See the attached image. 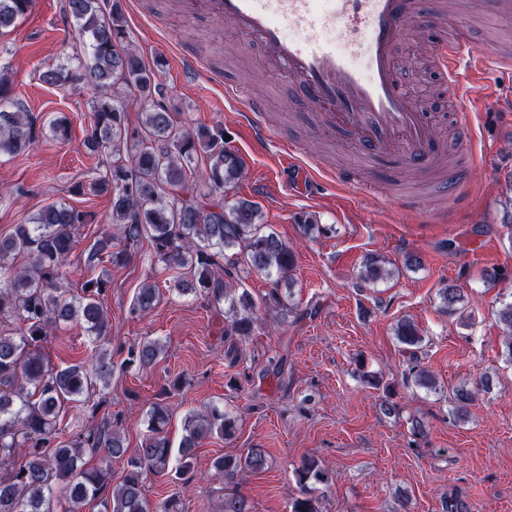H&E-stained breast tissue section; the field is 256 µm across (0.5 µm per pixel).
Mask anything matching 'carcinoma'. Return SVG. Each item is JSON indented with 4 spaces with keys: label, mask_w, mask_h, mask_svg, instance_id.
<instances>
[{
    "label": "carcinoma",
    "mask_w": 512,
    "mask_h": 512,
    "mask_svg": "<svg viewBox=\"0 0 512 512\" xmlns=\"http://www.w3.org/2000/svg\"><path fill=\"white\" fill-rule=\"evenodd\" d=\"M110 7L104 12V7ZM33 7V0H0V32L13 30ZM76 42L69 60L74 67L49 66L40 80L53 87L90 84L95 91L91 125L83 144L98 157L99 173L91 190L110 201V227L101 233L86 263L105 253L114 266H125L148 242L151 257L173 273L170 290L202 295L224 307V334L247 342L260 321L252 294L239 290L238 265L286 285L292 284L296 253L264 224L257 203L227 193L246 176L242 157L224 141V130L204 124L181 126L156 83L161 62L151 66L127 42L120 0H66ZM36 142L31 114L14 101L8 67H0V155L17 156ZM92 223V215L67 203L43 206L28 224H15L0 237V512H83L99 499L104 512H184L174 498L151 503L148 476L184 475L194 468L196 450L213 435L231 436L236 421L215 406L188 412L178 447L167 434L169 410L161 402L147 411V430L131 450L112 417L75 426L65 439L60 413L73 402H87L89 391L111 383L115 370L107 348L105 297L111 288L106 272L93 273L75 293L64 267L74 252L75 235ZM232 251L227 255L226 251ZM388 259L367 254L360 276L377 282L393 275ZM156 283L138 289L132 310L145 315L160 301ZM442 305L454 311L462 304L460 289L440 292ZM507 362L512 364V302L499 311ZM79 323L92 342L90 358L81 364L51 365L46 345L53 331ZM396 337L409 355L407 379L419 389L437 391V382L418 365L424 341L410 321L396 326ZM158 340L128 348L122 366L154 368L164 355ZM477 392L461 386L454 392V412L461 417ZM120 460L125 474L111 485L110 467L88 466V460ZM266 465L261 449L238 459L213 461L219 475L232 480ZM299 495L290 512H319L313 486L329 482L315 460L295 472Z\"/></svg>",
    "instance_id": "cac0c4a2"
}]
</instances>
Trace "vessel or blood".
<instances>
[{"mask_svg":"<svg viewBox=\"0 0 512 512\" xmlns=\"http://www.w3.org/2000/svg\"><path fill=\"white\" fill-rule=\"evenodd\" d=\"M215 20L229 24L254 40L273 70L288 72L298 99L319 112L328 130H345L363 156L395 155L405 167L433 168L438 150L433 127L416 95L401 81L397 47L406 27L416 22L418 0H187ZM299 31L284 35L285 25ZM330 31L346 40L337 51L327 40ZM183 73L208 78L223 87L224 100L237 109L254 137L274 142L275 130L264 119V102L245 88L225 83L219 71L208 68L199 54L175 49ZM363 58L366 67L354 66ZM432 64L448 89V106L457 129L470 128L471 115L463 103L461 76L482 75L488 66L512 69V52L487 57L473 48L464 23L449 24L432 52ZM281 167L301 178L316 179V168L303 164L304 148L282 144Z\"/></svg>","mask_w":512,"mask_h":512,"instance_id":"1","label":"vessel or blood"}]
</instances>
